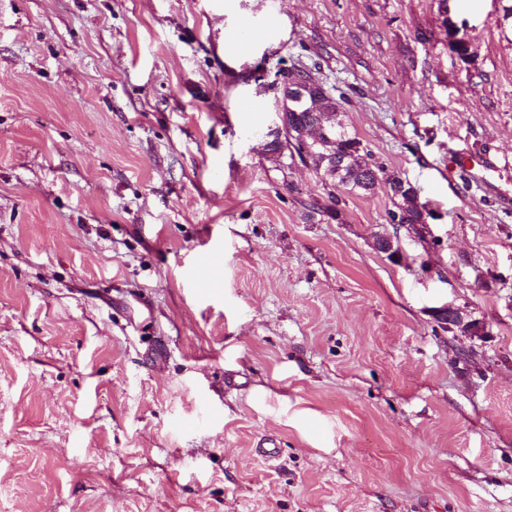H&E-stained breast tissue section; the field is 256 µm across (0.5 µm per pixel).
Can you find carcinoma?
<instances>
[{
  "label": "carcinoma",
  "instance_id": "obj_1",
  "mask_svg": "<svg viewBox=\"0 0 512 512\" xmlns=\"http://www.w3.org/2000/svg\"><path fill=\"white\" fill-rule=\"evenodd\" d=\"M283 77L290 84L298 79L319 81V77L303 65L292 67L283 73ZM281 113L287 119L288 126L297 132L305 126L318 127L323 131L322 146L305 156H296L290 150L287 153L290 162L300 161L329 180L332 186L350 193L368 195L374 192V179L368 177L367 171L355 166L351 160L353 154L359 152L362 142L346 129L343 99L336 98L329 89L323 87L310 95L304 111H290L283 103ZM391 199L395 205V210L390 212L393 223L423 224L429 217V211L411 188L399 195H391Z\"/></svg>",
  "mask_w": 512,
  "mask_h": 512
}]
</instances>
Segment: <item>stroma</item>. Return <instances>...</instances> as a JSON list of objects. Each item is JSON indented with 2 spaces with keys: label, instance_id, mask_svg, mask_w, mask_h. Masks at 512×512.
Segmentation results:
<instances>
[{
  "label": "stroma",
  "instance_id": "stroma-1",
  "mask_svg": "<svg viewBox=\"0 0 512 512\" xmlns=\"http://www.w3.org/2000/svg\"><path fill=\"white\" fill-rule=\"evenodd\" d=\"M500 15L0 0V512H512V207L460 165L489 155L512 192ZM299 64L426 233L381 188L332 218L319 175L267 154L244 106L274 125ZM390 196L396 208L390 212L392 223L408 225L416 231V234L419 233L420 228H427L428 221L426 219L429 217V211L419 201L417 193L412 188H408L402 194H391ZM396 218H399V221L396 222ZM431 315L434 320L441 324L445 329L458 328L470 338H482L487 334L484 326L478 323L480 336H472L475 330V322L465 321L461 310L453 305L445 304L440 307L433 308Z\"/></svg>",
  "mask_w": 512,
  "mask_h": 512
}]
</instances>
